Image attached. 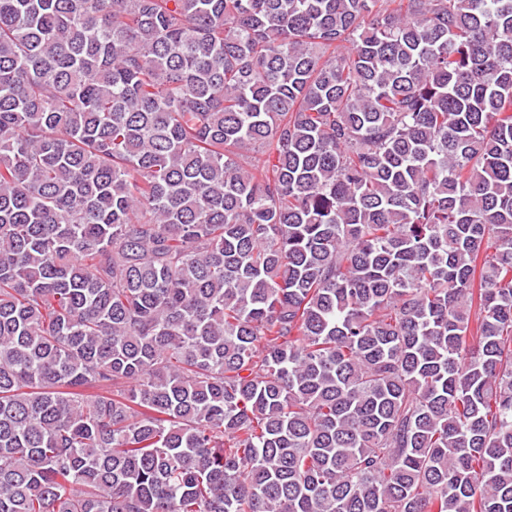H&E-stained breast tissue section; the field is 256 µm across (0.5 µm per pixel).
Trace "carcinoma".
I'll use <instances>...</instances> for the list:
<instances>
[{"label":"carcinoma","instance_id":"1","mask_svg":"<svg viewBox=\"0 0 512 512\" xmlns=\"http://www.w3.org/2000/svg\"><path fill=\"white\" fill-rule=\"evenodd\" d=\"M0 512H512V0H0Z\"/></svg>","mask_w":512,"mask_h":512}]
</instances>
